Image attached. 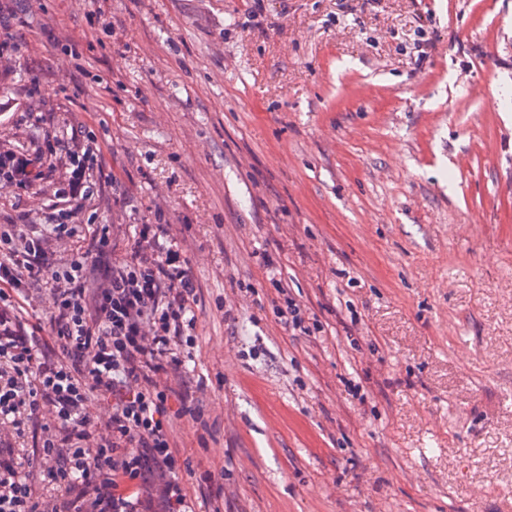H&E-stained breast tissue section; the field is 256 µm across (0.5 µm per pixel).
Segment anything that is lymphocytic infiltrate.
Returning <instances> with one entry per match:
<instances>
[{"label": "lymphocytic infiltrate", "mask_w": 512, "mask_h": 512, "mask_svg": "<svg viewBox=\"0 0 512 512\" xmlns=\"http://www.w3.org/2000/svg\"><path fill=\"white\" fill-rule=\"evenodd\" d=\"M89 147L67 155L65 207L46 233L0 232V512H223V465L191 491L177 420L209 426L212 404L183 370L199 287L164 215L123 254L108 228L69 266L48 240L74 236L95 193ZM47 157L0 146V185L36 192ZM49 336L27 327L40 305ZM39 428V446L25 438Z\"/></svg>", "instance_id": "obj_1"}]
</instances>
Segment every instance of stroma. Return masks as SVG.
Wrapping results in <instances>:
<instances>
[{
    "instance_id": "35a3bbf8",
    "label": "stroma",
    "mask_w": 512,
    "mask_h": 512,
    "mask_svg": "<svg viewBox=\"0 0 512 512\" xmlns=\"http://www.w3.org/2000/svg\"><path fill=\"white\" fill-rule=\"evenodd\" d=\"M252 6L17 0L0 142L98 149L51 261L189 225L218 418L179 426L224 512H512V0ZM63 172L0 188V226L46 223ZM279 284L319 332L282 327Z\"/></svg>"
}]
</instances>
